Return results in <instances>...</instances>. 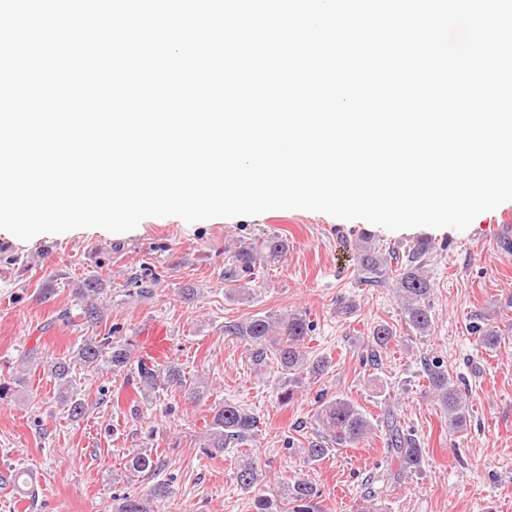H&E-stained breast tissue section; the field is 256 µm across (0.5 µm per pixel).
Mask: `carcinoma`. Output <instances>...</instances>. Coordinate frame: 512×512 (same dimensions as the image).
<instances>
[{
    "instance_id": "carcinoma-1",
    "label": "carcinoma",
    "mask_w": 512,
    "mask_h": 512,
    "mask_svg": "<svg viewBox=\"0 0 512 512\" xmlns=\"http://www.w3.org/2000/svg\"><path fill=\"white\" fill-rule=\"evenodd\" d=\"M287 241L273 235L260 245L240 248L224 264L222 279L227 283L239 281L243 276L253 277L256 265L263 261L282 257ZM435 246L427 239H417L412 245L399 250L395 247L380 250L372 244L358 247L357 283L378 287L395 275L394 286L403 299L405 322L419 334L431 329L429 297L431 282L426 266L431 261ZM312 331V324L303 313L284 316L255 317L245 323L227 322L224 335L234 336L248 344L249 359L257 371L276 365L278 373L279 399L281 403L291 402L298 394L303 376L318 377L328 368L324 358L308 359L301 351V345ZM478 340L484 347L493 348L501 334L493 327L473 326ZM393 328L381 323L371 334V362L378 363L392 338ZM83 364L97 370L107 368L112 373H124L148 397L159 387L183 393L187 399L199 401L204 398L208 385L200 380L186 378L182 369L174 364L162 366L145 357H135L132 344L112 335L97 340L87 339L70 358L55 357L43 361V367L57 383L58 397L67 407L72 418H79L85 412V403L74 387L75 364ZM429 384L437 394L441 407L448 414L449 424L454 428L463 426L468 413L467 394L448 375V370L438 362L426 364ZM319 433L305 449L311 460L324 458L334 448H355L374 430L372 421L356 404L345 398L324 400L315 413ZM260 418L234 402L226 401L211 419L205 439L201 444L205 453L212 456L226 448H236L247 442L259 428ZM384 435L388 457L397 460L399 469L395 476L420 467L423 452L415 437L404 431L393 412H386L383 419ZM162 462L148 454L134 453L126 461V468L132 473L153 475L160 470ZM262 474L253 457L240 462L235 478L244 490L255 487ZM316 489L305 480H296L282 485L272 496H259L255 500L256 512H313ZM112 512H153L147 501L131 495L116 499Z\"/></svg>"
}]
</instances>
